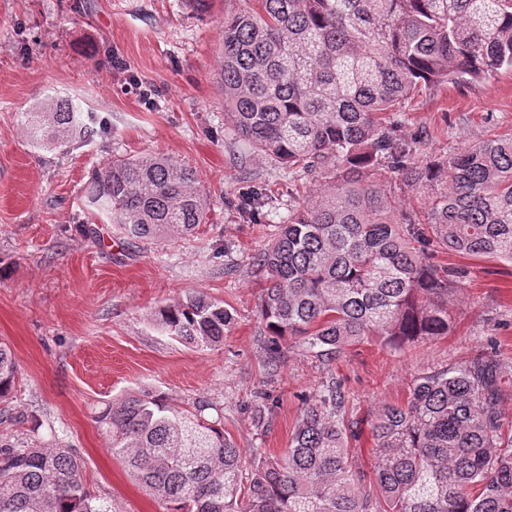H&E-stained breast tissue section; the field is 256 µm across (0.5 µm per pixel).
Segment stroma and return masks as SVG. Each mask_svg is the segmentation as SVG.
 <instances>
[{
	"mask_svg": "<svg viewBox=\"0 0 512 512\" xmlns=\"http://www.w3.org/2000/svg\"><path fill=\"white\" fill-rule=\"evenodd\" d=\"M196 14L182 0H0V341L18 362L0 401V438L35 437L77 451L91 493L112 512H160L116 459L95 411L127 394L160 395L177 409L203 401L208 417L244 452L280 456L302 407L330 376L343 378L347 409L404 403L419 375L491 349L501 369L500 408L512 419V263L442 255L467 267L448 336L401 353L348 347L332 362L289 343L268 370L258 334L262 282L246 258L275 233L293 202L288 170L224 141L216 70L225 12ZM65 96L105 124L91 142L34 147L20 115ZM407 134L443 154L489 137L512 138V73L423 89L406 101ZM173 155L213 201L193 236L158 245L119 238L84 208L86 183L112 156ZM271 189L274 212L249 218L236 202ZM236 264L225 274V264ZM194 292L223 302L236 323L222 345L199 349L153 327L159 307ZM275 406L264 426L256 393Z\"/></svg>",
	"mask_w": 512,
	"mask_h": 512,
	"instance_id": "stroma-1",
	"label": "stroma"
}]
</instances>
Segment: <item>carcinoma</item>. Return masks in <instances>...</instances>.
I'll return each mask as SVG.
<instances>
[{"label":"carcinoma","instance_id":"carcinoma-1","mask_svg":"<svg viewBox=\"0 0 512 512\" xmlns=\"http://www.w3.org/2000/svg\"><path fill=\"white\" fill-rule=\"evenodd\" d=\"M224 16L217 72L228 141L243 142L297 180L319 183L251 256L265 281L259 335L278 367L296 340L329 361L376 342L397 352L448 335L449 295L466 276L437 253L512 262V140L489 138L422 154L403 105L422 88L512 71V0H250ZM33 144L98 135L97 118L50 98L22 113ZM385 169L389 179L380 180ZM268 201L254 186L250 214ZM85 207L132 242L193 234L210 202L178 158H114L92 175ZM153 326L196 348L224 342L233 314L204 295L152 314ZM17 375L0 342V399ZM499 365L482 353L411 380L407 402L345 415L341 380L304 402L282 457L242 449L206 407L178 411L129 395L95 416L138 483L164 512H512V421L499 410ZM274 402L260 392L256 421ZM369 429L374 462L353 465ZM67 448L0 442V512H110Z\"/></svg>","mask_w":512,"mask_h":512}]
</instances>
